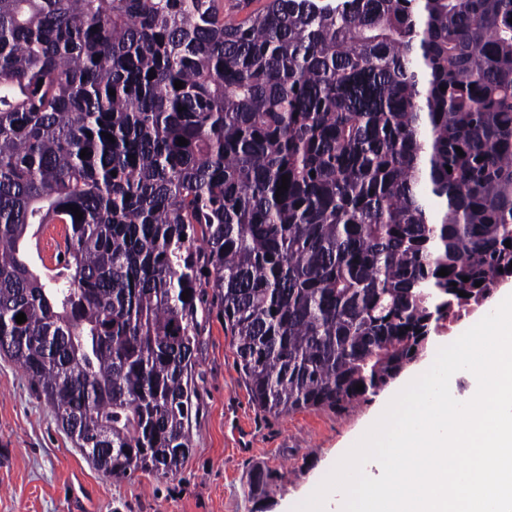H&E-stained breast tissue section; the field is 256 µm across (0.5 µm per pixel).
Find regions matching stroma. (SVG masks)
Returning <instances> with one entry per match:
<instances>
[{"mask_svg":"<svg viewBox=\"0 0 512 512\" xmlns=\"http://www.w3.org/2000/svg\"><path fill=\"white\" fill-rule=\"evenodd\" d=\"M202 407L194 447L174 475L105 476L57 425L29 377L0 356V512H292L321 474L356 443L398 390L336 412L259 408L240 370L224 320H203ZM268 470L267 485L255 483Z\"/></svg>","mask_w":512,"mask_h":512,"instance_id":"obj_1","label":"stroma"}]
</instances>
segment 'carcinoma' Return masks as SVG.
I'll list each match as a JSON object with an SVG mask.
<instances>
[{
  "instance_id": "1",
  "label": "carcinoma",
  "mask_w": 512,
  "mask_h": 512,
  "mask_svg": "<svg viewBox=\"0 0 512 512\" xmlns=\"http://www.w3.org/2000/svg\"><path fill=\"white\" fill-rule=\"evenodd\" d=\"M510 18L0 0V354L99 471H178L212 307L261 409L341 411L512 278ZM35 224L63 225L59 284L20 259Z\"/></svg>"
}]
</instances>
